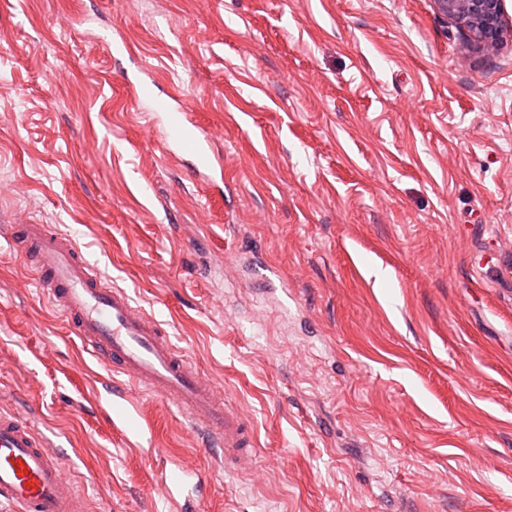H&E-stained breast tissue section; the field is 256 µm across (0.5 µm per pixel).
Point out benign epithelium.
<instances>
[{"label":"benign epithelium","mask_w":512,"mask_h":512,"mask_svg":"<svg viewBox=\"0 0 512 512\" xmlns=\"http://www.w3.org/2000/svg\"><path fill=\"white\" fill-rule=\"evenodd\" d=\"M437 12L465 29L470 37L493 47L504 32V0H433Z\"/></svg>","instance_id":"1"}]
</instances>
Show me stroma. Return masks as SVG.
Segmentation results:
<instances>
[{
    "instance_id": "35a3bbf8",
    "label": "stroma",
    "mask_w": 512,
    "mask_h": 512,
    "mask_svg": "<svg viewBox=\"0 0 512 512\" xmlns=\"http://www.w3.org/2000/svg\"><path fill=\"white\" fill-rule=\"evenodd\" d=\"M212 134L208 186L162 149L136 64ZM13 224L69 236L258 440L229 476L163 399L140 432ZM280 273V303L256 259ZM59 447L87 512H512V30L432 0H0V411ZM504 0H433L437 12L486 46H496L504 32ZM161 479L170 488L173 510L175 512H197V499H184L176 493V489L183 487L182 476L173 469L167 472L166 466L161 470Z\"/></svg>"
}]
</instances>
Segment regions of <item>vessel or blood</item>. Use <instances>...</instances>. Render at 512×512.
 I'll return each instance as SVG.
<instances>
[{"label": "vessel or blood", "instance_id": "obj_1", "mask_svg": "<svg viewBox=\"0 0 512 512\" xmlns=\"http://www.w3.org/2000/svg\"><path fill=\"white\" fill-rule=\"evenodd\" d=\"M143 111L164 130L163 149L175 162H190L197 178L221 171L208 131L176 94L159 90L153 77L134 87ZM39 285L77 336L110 373L126 377L131 390H144L172 403L222 451L228 472L248 469L256 435L235 399L219 397L212 383L172 343L153 317L136 309L124 289L103 287L95 266L68 238L45 224H27L11 233ZM61 459L27 419L0 412V512H86ZM173 489L174 512H197V502L180 498L183 478L162 472Z\"/></svg>", "mask_w": 512, "mask_h": 512}]
</instances>
